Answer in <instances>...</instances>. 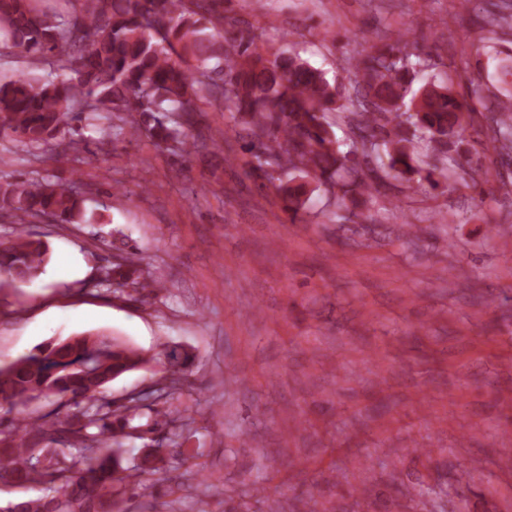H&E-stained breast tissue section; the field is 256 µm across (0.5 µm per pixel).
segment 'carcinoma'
I'll return each instance as SVG.
<instances>
[{"instance_id":"obj_1","label":"carcinoma","mask_w":512,"mask_h":512,"mask_svg":"<svg viewBox=\"0 0 512 512\" xmlns=\"http://www.w3.org/2000/svg\"><path fill=\"white\" fill-rule=\"evenodd\" d=\"M0 0V45L38 57L58 75L21 74L0 81V135L51 158L76 150L72 136L91 127L98 141L112 129L147 138L179 156L207 147L199 131L203 106L224 112V140L212 146L233 165L236 144L250 157L249 175L273 185L295 217L322 188L344 219L362 209L393 178L411 188L434 175L460 178L488 172L462 148L465 128L486 133L512 153V57L500 56L497 31L512 28V0H487L491 29L476 48L497 61V94L478 125L455 93L447 72L416 86L422 63L407 43L380 42L356 54L348 69L357 84L349 109L336 83L297 54L258 44L251 30L224 31V0ZM350 126L352 145L339 149L333 126ZM421 138L434 145L436 163L415 153ZM80 174L69 183L20 174L0 182V213L20 225L0 242V276L15 286L38 278L48 245L22 225L44 215L62 224L85 222ZM135 250L101 268L96 283L125 293L161 288L140 280ZM155 362L166 368V388L180 389L190 355L176 347L148 357L106 334L82 333L35 347L0 363V484L20 485L35 497L10 500L6 512H125L126 495L145 474L164 486L181 478L183 429L172 406L130 399L117 404L105 385ZM48 410H43L42 406ZM145 424H140L141 419ZM149 430L170 429L173 447L143 448L123 466L125 444Z\"/></svg>"}]
</instances>
